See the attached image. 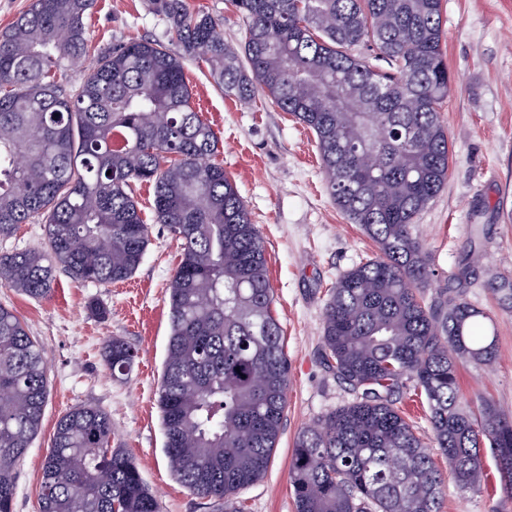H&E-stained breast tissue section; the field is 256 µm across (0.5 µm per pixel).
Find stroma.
<instances>
[{"instance_id":"stroma-1","label":"stroma","mask_w":512,"mask_h":512,"mask_svg":"<svg viewBox=\"0 0 512 512\" xmlns=\"http://www.w3.org/2000/svg\"><path fill=\"white\" fill-rule=\"evenodd\" d=\"M189 12L220 18L225 43L241 44L244 21L227 0H184ZM165 23L148 0H95L87 19L88 51L70 70L80 84L100 48L120 41L162 38ZM443 49L451 88L441 119L451 154L448 179L417 216L434 277L425 302L449 288L491 317L498 336L492 365H460L463 407L492 399L512 416V300L494 287L512 278V0H443ZM192 103L220 140L215 157L235 181L264 241L273 309L288 355L287 407L264 476L243 491L244 512H295L289 481L299 432L356 395L321 362L323 308L344 272L377 255L375 243L337 208L325 181L314 133L263 94L245 104L224 95L204 62L184 61ZM180 243L151 224L149 243L126 283H81L57 271L50 296L34 299L0 287L40 345L48 367L41 428L18 465L14 512H39L42 463L58 420L77 407L106 412L114 445L137 462L160 512H216L213 501L185 488L164 450L158 389L169 338L168 286ZM108 315L94 316L90 303ZM119 337L139 351L128 375L114 377L102 348ZM442 512H512L499 485L479 493L448 481Z\"/></svg>"}]
</instances>
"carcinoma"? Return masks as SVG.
<instances>
[{"label": "carcinoma", "instance_id": "1", "mask_svg": "<svg viewBox=\"0 0 512 512\" xmlns=\"http://www.w3.org/2000/svg\"><path fill=\"white\" fill-rule=\"evenodd\" d=\"M228 2L246 19L242 48L184 0H150L163 38L100 51L71 93L92 0H33L0 34V235L48 221L43 249L0 255V286L42 298L59 267L89 283L130 277L149 240L133 184H151L154 220L181 245L159 392L170 469L219 505L263 477L288 358L263 240L191 103L184 57L200 59L224 93L247 103L259 90L314 133L331 197L379 250L340 276L324 305L322 362L359 397L299 433L289 470L296 512H441L446 477L392 400L409 382L459 488L481 492L488 448L512 496V418L488 400L475 411L460 405L458 365L492 364L495 331L458 290L423 299L433 270L414 220L446 182L450 158L442 0ZM367 150L378 155L374 170L362 165ZM103 356L114 377L136 358L118 338ZM46 396L40 346L0 306V512H13L16 467ZM39 499L41 512H158L137 463L112 447L110 417L90 407L58 421Z\"/></svg>", "mask_w": 512, "mask_h": 512}]
</instances>
